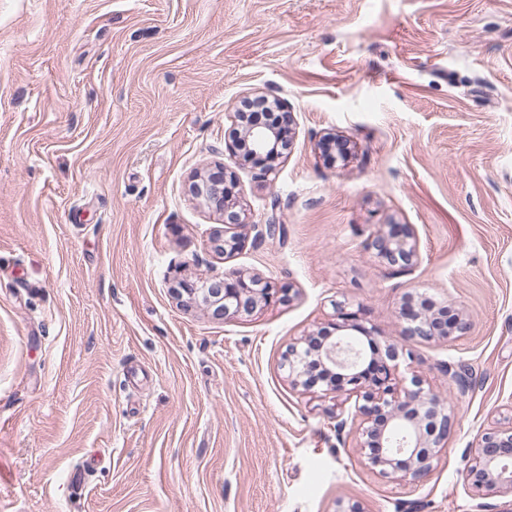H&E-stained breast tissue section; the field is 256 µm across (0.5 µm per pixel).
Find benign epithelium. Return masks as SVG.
<instances>
[{
	"instance_id": "benign-epithelium-1",
	"label": "benign epithelium",
	"mask_w": 512,
	"mask_h": 512,
	"mask_svg": "<svg viewBox=\"0 0 512 512\" xmlns=\"http://www.w3.org/2000/svg\"><path fill=\"white\" fill-rule=\"evenodd\" d=\"M255 101L279 111L281 122L248 125L246 114L235 112L232 118L237 132L226 149L232 159H243L266 177L275 171L293 145L294 120L286 103L277 97L259 95ZM333 147L344 158L349 154L347 141L334 133L325 134L317 143V148L324 152ZM236 188V173L222 163L194 175L189 186L191 195L224 218V233L217 234L215 241L217 251L226 255L245 243V236L237 232L245 221L237 210ZM374 247L391 265L408 268L418 258L410 224L392 225L390 233L376 236ZM172 293L187 308L203 305L214 318L227 319L250 314L278 294L284 299L289 289L275 288L258 277L228 271L199 281L177 279ZM414 302V297H408L399 311L400 319L406 323L403 335L411 340L449 341L454 334L462 335L469 329L468 319L461 312L455 314L452 323H447L446 304L431 300L429 306L417 308ZM335 330L339 331L336 336L320 330L288 345L285 361L292 385L310 390L324 383L329 390L344 396L334 415L341 430L347 424L344 403L354 401L351 419L358 422L356 447L367 452L370 464L379 468V475L396 480L402 473L415 484L423 482L444 450L454 422L453 411L436 394L425 390L421 380L413 379L411 389L396 382L389 362L399 356L403 344L390 342L385 356L367 361L353 333L368 338L370 331L357 322V314H343V323L336 325ZM463 481L477 495L512 497V421L481 435L477 445L470 449Z\"/></svg>"
}]
</instances>
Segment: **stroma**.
<instances>
[{"label":"stroma","mask_w":512,"mask_h":512,"mask_svg":"<svg viewBox=\"0 0 512 512\" xmlns=\"http://www.w3.org/2000/svg\"><path fill=\"white\" fill-rule=\"evenodd\" d=\"M256 93L295 139L268 179L236 166L247 241L225 258L188 186L230 163ZM394 224L411 268L373 245ZM228 270L291 299L218 320L172 296ZM410 292L471 322L395 362L456 415L419 486L283 365L344 311L401 340ZM511 419L512 0H0V512H512L461 482ZM391 227L390 233L376 236L374 247L380 257L391 265L413 266L418 258V249L412 225L394 224Z\"/></svg>","instance_id":"1"}]
</instances>
